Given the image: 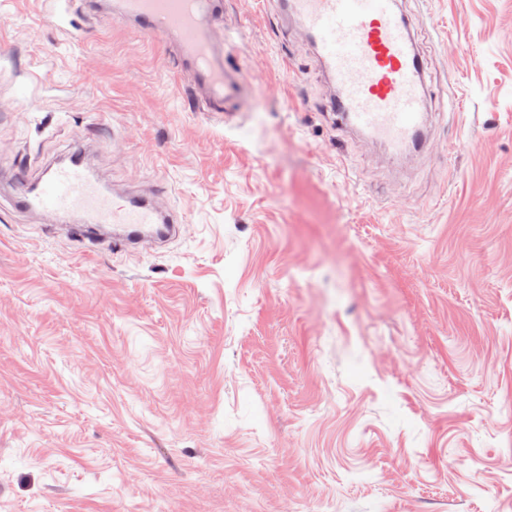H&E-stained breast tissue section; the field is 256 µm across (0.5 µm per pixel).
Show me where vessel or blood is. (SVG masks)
Returning a JSON list of instances; mask_svg holds the SVG:
<instances>
[{"label": "vessel or blood", "instance_id": "vessel-or-blood-1", "mask_svg": "<svg viewBox=\"0 0 512 512\" xmlns=\"http://www.w3.org/2000/svg\"><path fill=\"white\" fill-rule=\"evenodd\" d=\"M83 13L120 20L136 32L172 39L179 71L209 112L233 121L236 107L259 84L224 62L209 34L224 14L223 0H80ZM316 49L333 92L326 111L337 127L383 145L394 157L425 143L429 116L424 59L416 39L427 18L400 0H281ZM84 148L32 170L14 168L18 205L61 218L59 233L97 249L136 252L158 247L180 230L176 211L136 196L115 197L93 174Z\"/></svg>", "mask_w": 512, "mask_h": 512}]
</instances>
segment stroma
I'll use <instances>...</instances> for the list:
<instances>
[{"mask_svg":"<svg viewBox=\"0 0 512 512\" xmlns=\"http://www.w3.org/2000/svg\"><path fill=\"white\" fill-rule=\"evenodd\" d=\"M403 4L433 123L396 163L273 0L212 29L262 87L229 124L164 36L0 0V171L81 143L181 214L89 253L0 185V512H512V0Z\"/></svg>","mask_w":512,"mask_h":512,"instance_id":"stroma-1","label":"stroma"}]
</instances>
